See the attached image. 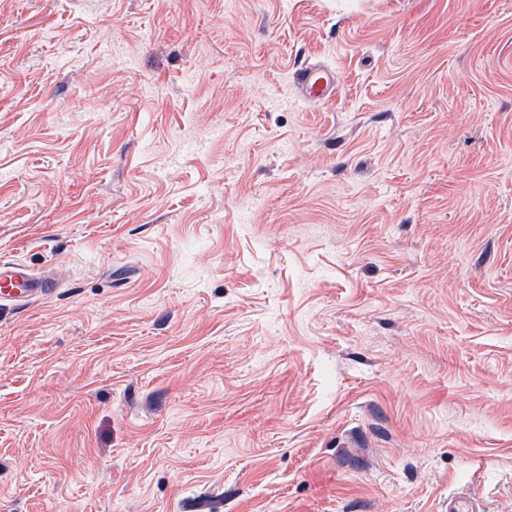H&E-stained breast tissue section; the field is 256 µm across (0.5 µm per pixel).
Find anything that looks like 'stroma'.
<instances>
[{"label": "stroma", "instance_id": "stroma-1", "mask_svg": "<svg viewBox=\"0 0 512 512\" xmlns=\"http://www.w3.org/2000/svg\"><path fill=\"white\" fill-rule=\"evenodd\" d=\"M1 260L0 512H512V0H0ZM296 89L302 99L315 104L329 103L336 96V73L318 62H308L295 73ZM53 281L32 273L19 262H0L1 306H25L48 296ZM481 511V502L470 489L461 488L448 496V512Z\"/></svg>", "mask_w": 512, "mask_h": 512}]
</instances>
